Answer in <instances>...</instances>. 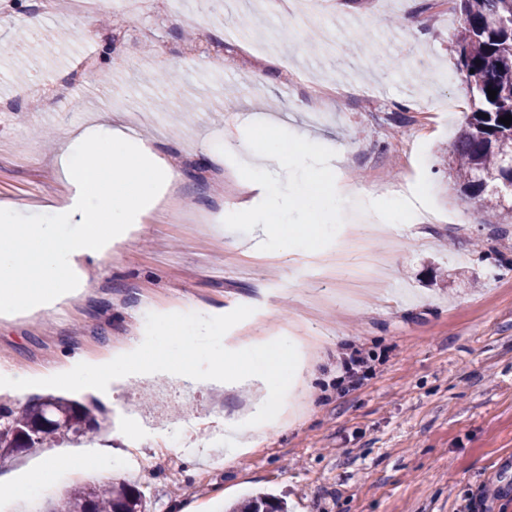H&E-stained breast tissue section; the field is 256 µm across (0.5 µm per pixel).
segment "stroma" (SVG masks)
<instances>
[{
	"mask_svg": "<svg viewBox=\"0 0 512 512\" xmlns=\"http://www.w3.org/2000/svg\"><path fill=\"white\" fill-rule=\"evenodd\" d=\"M244 12L250 30L226 39ZM317 14L300 22L296 0L275 12L265 0H130L80 18L65 2L0 0V201L21 205L20 221L68 196L57 144L100 112L125 116L180 172L179 217L148 213L87 260L80 300L0 319V393L16 372L106 357L142 337L151 310L208 311L228 336L286 328L320 354L299 419L228 463L220 434L251 388L201 383L186 400L165 371L127 377L103 405L99 448L71 446L112 455V474L67 476L41 512L107 477L134 482L146 512H224L260 490L289 512H460L472 501L512 512V224L484 223L449 176L470 110L448 50L460 14L448 0H318ZM404 16L418 32L390 26ZM282 128L317 136L360 200L381 210L407 186L446 223L409 219L345 242L354 207L317 210L310 157L279 171L294 201L280 227L287 251L243 255L231 243L254 234L238 216L255 199L243 146ZM354 348L370 368L352 386L337 362Z\"/></svg>",
	"mask_w": 512,
	"mask_h": 512,
	"instance_id": "obj_1",
	"label": "stroma"
}]
</instances>
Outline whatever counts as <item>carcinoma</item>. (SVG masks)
<instances>
[{
  "instance_id": "carcinoma-1",
  "label": "carcinoma",
  "mask_w": 512,
  "mask_h": 512,
  "mask_svg": "<svg viewBox=\"0 0 512 512\" xmlns=\"http://www.w3.org/2000/svg\"><path fill=\"white\" fill-rule=\"evenodd\" d=\"M451 2L460 11L461 23L449 50L471 101L453 146L454 185L479 203L488 223L506 224L512 220V204L497 189V181L512 178V125L499 122L512 115V0ZM490 88L497 91L493 100ZM97 415L80 402L54 396L20 408L1 396L0 460L77 440L101 428ZM46 512H145V505L142 493L127 481L92 482L67 491ZM230 512H287V506L274 496L258 494L232 505Z\"/></svg>"
}]
</instances>
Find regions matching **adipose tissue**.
<instances>
[{"label":"adipose tissue","mask_w":512,"mask_h":512,"mask_svg":"<svg viewBox=\"0 0 512 512\" xmlns=\"http://www.w3.org/2000/svg\"><path fill=\"white\" fill-rule=\"evenodd\" d=\"M60 151L62 173L74 189L69 201L36 204L37 218L28 224L17 223L15 203L0 202V317L47 312L74 296L79 259L106 256L113 242L123 240L128 226L153 209L176 180L165 161L121 127L105 134L97 128L85 129L77 139L61 144ZM254 157L246 180L263 190L264 203L243 211L240 218L258 227L268 240L274 238L286 208L272 178L281 159L268 151L255 152ZM264 242L239 240L235 246L244 254L264 257L268 254ZM182 319V313L167 314L154 325L150 337L119 347L100 361L71 359L61 375L74 389L95 385L104 400H112L105 379L119 373L150 374L166 367L171 357L160 339ZM230 357L228 365L213 359L203 374L195 356L183 353L176 359L173 375L190 382L203 376L217 385H241L259 377L267 418L276 422L284 414L282 393L287 386L309 380L317 372L316 361L303 358L291 336L278 337L272 345L240 341L232 346Z\"/></svg>","instance_id":"obj_1"}]
</instances>
